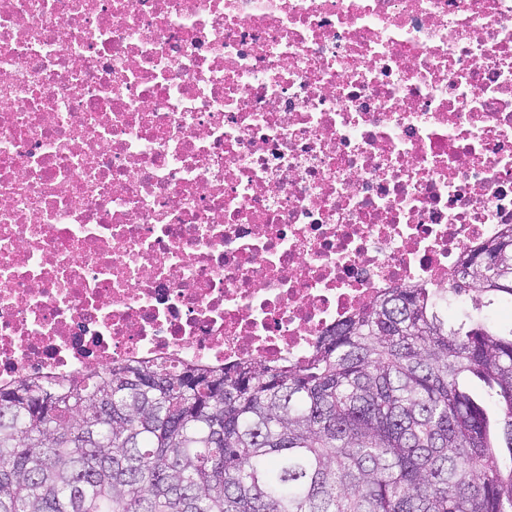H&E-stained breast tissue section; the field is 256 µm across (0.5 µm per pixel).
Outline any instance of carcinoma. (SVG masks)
<instances>
[{
	"mask_svg": "<svg viewBox=\"0 0 512 512\" xmlns=\"http://www.w3.org/2000/svg\"><path fill=\"white\" fill-rule=\"evenodd\" d=\"M504 297L512 227L446 300L392 288L300 363L22 377L0 387V512H512V327L482 312Z\"/></svg>",
	"mask_w": 512,
	"mask_h": 512,
	"instance_id": "1",
	"label": "carcinoma"
}]
</instances>
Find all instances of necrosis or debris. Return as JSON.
I'll list each match as a JSON object with an SVG mask.
<instances>
[{"mask_svg":"<svg viewBox=\"0 0 512 512\" xmlns=\"http://www.w3.org/2000/svg\"><path fill=\"white\" fill-rule=\"evenodd\" d=\"M512 224V0H0V385L298 363Z\"/></svg>","mask_w":512,"mask_h":512,"instance_id":"1","label":"necrosis or debris"}]
</instances>
